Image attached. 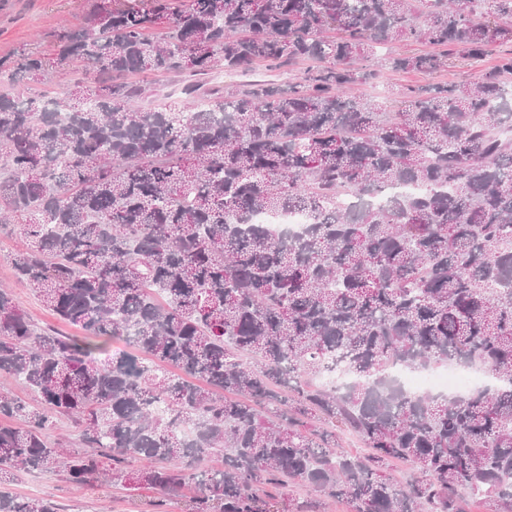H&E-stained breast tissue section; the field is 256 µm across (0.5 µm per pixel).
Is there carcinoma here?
I'll use <instances>...</instances> for the list:
<instances>
[{
  "label": "carcinoma",
  "mask_w": 512,
  "mask_h": 512,
  "mask_svg": "<svg viewBox=\"0 0 512 512\" xmlns=\"http://www.w3.org/2000/svg\"><path fill=\"white\" fill-rule=\"evenodd\" d=\"M402 38L440 53L396 71L477 60L512 42V0H96L55 57H0L12 86L97 73L86 92L0 93L15 277L80 330L38 328L0 288V378L39 398L0 385V512H61L4 487L59 466L83 489L192 488L188 512H262L258 486L293 483L352 512H462L467 496L512 512V53L395 107L353 94L375 75L357 64ZM296 60L326 67L178 111L134 106L144 88L125 80ZM401 185L420 192L346 203ZM292 210L308 215L295 236L251 223ZM448 361L500 384L442 399L389 381ZM336 371L356 378L318 382ZM54 415L81 446L46 440ZM338 428L370 452L338 450ZM393 459L416 475L394 480Z\"/></svg>",
  "instance_id": "cac0c4a2"
}]
</instances>
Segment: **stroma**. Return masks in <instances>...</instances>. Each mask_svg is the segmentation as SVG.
<instances>
[{
	"label": "stroma",
	"mask_w": 512,
	"mask_h": 512,
	"mask_svg": "<svg viewBox=\"0 0 512 512\" xmlns=\"http://www.w3.org/2000/svg\"><path fill=\"white\" fill-rule=\"evenodd\" d=\"M93 0H0V56L12 54L19 47L51 52L54 32L63 25L71 28L84 26ZM512 51L508 43L490 47L479 62L456 59L454 66L433 73L400 72L385 69L377 78L361 83L359 91L377 103L401 98L411 89L432 84L475 81L492 72L498 58ZM308 64L298 61L284 67L271 68L262 63L253 68L231 74L215 68L210 75L194 79L187 73L155 77L134 75V82L145 85V101L166 100L175 108H183L190 97L185 88L193 81H200L204 88L229 87L263 80L281 87L298 82ZM22 246L21 239L11 227L0 228V285L10 286L21 312L38 327H53L57 321L43 306L33 291L18 282L13 274L10 257ZM12 491L21 496L34 495L57 502L63 512H155V495L149 490L136 492L123 485L105 483L93 492L76 490L63 470L34 471L21 474L11 485Z\"/></svg>",
	"instance_id": "35a3bbf8"
}]
</instances>
